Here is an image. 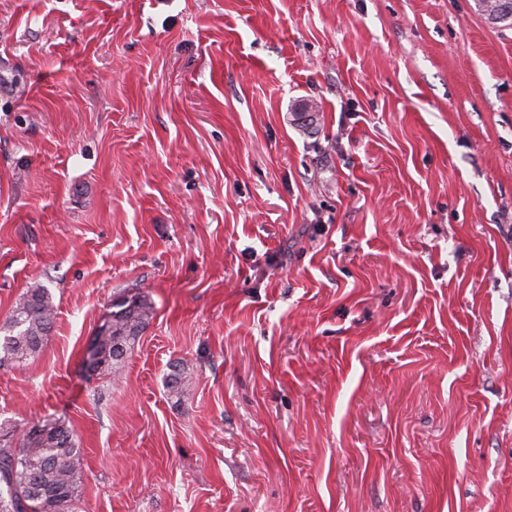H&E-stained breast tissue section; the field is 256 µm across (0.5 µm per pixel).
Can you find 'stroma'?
I'll return each instance as SVG.
<instances>
[{
  "instance_id": "obj_1",
  "label": "stroma",
  "mask_w": 512,
  "mask_h": 512,
  "mask_svg": "<svg viewBox=\"0 0 512 512\" xmlns=\"http://www.w3.org/2000/svg\"><path fill=\"white\" fill-rule=\"evenodd\" d=\"M37 283L0 423L74 431L77 512H512V26L0 0V323ZM123 294L153 314L113 378ZM54 320L55 306L49 289L40 284L28 288L0 326V368L39 356Z\"/></svg>"
}]
</instances>
